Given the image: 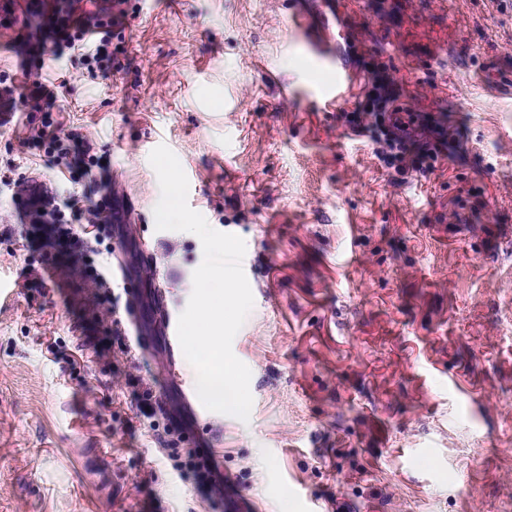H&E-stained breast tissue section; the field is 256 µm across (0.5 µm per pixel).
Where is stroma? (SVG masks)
Here are the masks:
<instances>
[{"instance_id":"stroma-1","label":"stroma","mask_w":512,"mask_h":512,"mask_svg":"<svg viewBox=\"0 0 512 512\" xmlns=\"http://www.w3.org/2000/svg\"><path fill=\"white\" fill-rule=\"evenodd\" d=\"M306 3L125 0L120 66L92 74L0 27V74L66 83L53 118L101 161L70 174L29 122L0 121V512H225L177 469L161 336L129 357L112 332L133 287L144 324L155 304L183 311L203 261L198 236L156 228L161 144L190 208L246 244L254 304L232 350L253 405L215 440L234 493L257 512H512V7L334 0L352 101L387 71L403 108L458 137L397 181L339 114L308 110L327 75L288 26ZM24 176L57 198L111 194V230L34 242ZM144 392L165 403L148 418Z\"/></svg>"}]
</instances>
